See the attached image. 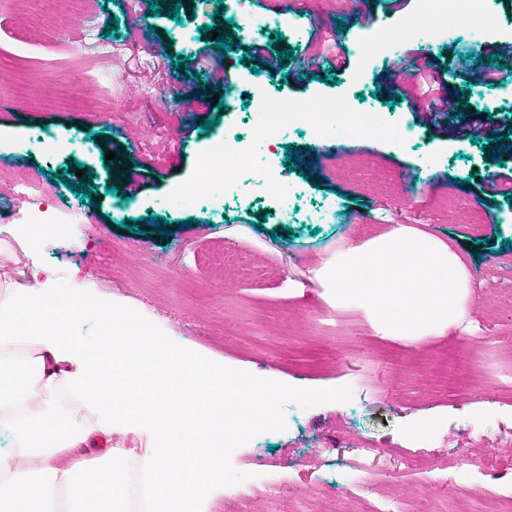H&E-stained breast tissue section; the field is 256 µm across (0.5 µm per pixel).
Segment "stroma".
Wrapping results in <instances>:
<instances>
[{
  "label": "stroma",
  "instance_id": "35a3bbf8",
  "mask_svg": "<svg viewBox=\"0 0 512 512\" xmlns=\"http://www.w3.org/2000/svg\"><path fill=\"white\" fill-rule=\"evenodd\" d=\"M364 2L358 13L347 0H295L273 14L264 0H247L229 19L217 0H188L176 22L167 0H158V17L144 0H90L110 45L102 61L73 19L74 0H60L47 33L26 41L16 32L28 0H0V245L12 252L0 260V281L52 276L54 288L117 304L191 353L278 389V431L251 430L224 451L225 472L257 484V494L245 507L230 491L208 494L207 512H373L388 500L411 512L423 499L432 512H482L487 497L512 494V472L477 464L480 453L512 443V394L499 388L512 371V210L487 204L471 185L512 168V157L497 163L485 143L452 131L471 110L512 117V62L501 63L494 90L465 86L453 72L457 56L512 42V0H484L460 35L417 27L422 0L399 12ZM269 16L277 28L258 43L294 53L281 77L253 74L251 60L228 53L230 83L210 89L206 73L176 66L178 55L210 43L202 25L219 22L228 35L242 18ZM314 51L324 62L302 78ZM342 51L346 67L328 68ZM399 55L412 70L438 65L464 110L438 116L434 129L400 94L386 95L388 62ZM256 86L291 107L347 102L345 125L318 134L304 121L260 141L257 110L245 103ZM231 90L233 104L218 108ZM367 115L374 128L363 132ZM227 131L252 144L256 163L274 160L285 194L244 182L222 201L177 203L210 140ZM290 147L312 177L286 164ZM110 151L141 172L136 193H111ZM81 164L88 175L77 176ZM19 181L43 195L42 206L13 204ZM80 183L88 197L75 194ZM59 198L79 212L92 207L94 223L26 244L20 224ZM150 215L166 218V236L149 233ZM128 218L135 230L120 228ZM366 224L381 233L410 225L454 247L471 277L469 323L408 342L376 333L362 310L329 304L314 271ZM218 252L254 262L258 275L217 280L209 259ZM465 345L481 350L468 365L479 382L464 392L438 387L439 354ZM361 442L381 453L357 465L351 451Z\"/></svg>",
  "mask_w": 512,
  "mask_h": 512
}]
</instances>
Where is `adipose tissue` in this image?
Masks as SVG:
<instances>
[{
  "instance_id": "obj_1",
  "label": "adipose tissue",
  "mask_w": 512,
  "mask_h": 512,
  "mask_svg": "<svg viewBox=\"0 0 512 512\" xmlns=\"http://www.w3.org/2000/svg\"><path fill=\"white\" fill-rule=\"evenodd\" d=\"M330 304L363 310L375 331L416 342L472 310L467 267L408 226L349 243L317 267ZM100 314L92 342L72 328ZM75 371L58 373L62 363ZM70 411L52 408L58 392ZM275 386L225 371L90 295L0 284V512H203L223 486L224 444L272 418ZM138 401L140 410L129 407ZM148 435L144 454L86 459L96 435Z\"/></svg>"
}]
</instances>
